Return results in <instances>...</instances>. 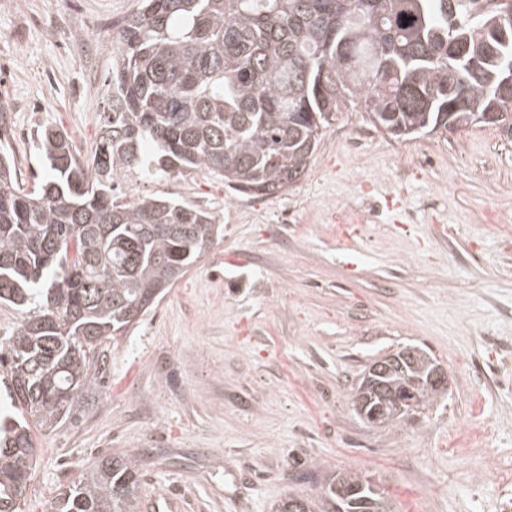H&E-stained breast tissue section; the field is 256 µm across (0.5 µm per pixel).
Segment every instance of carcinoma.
<instances>
[{
  "instance_id": "cac0c4a2",
  "label": "carcinoma",
  "mask_w": 512,
  "mask_h": 512,
  "mask_svg": "<svg viewBox=\"0 0 512 512\" xmlns=\"http://www.w3.org/2000/svg\"><path fill=\"white\" fill-rule=\"evenodd\" d=\"M481 77L450 94L470 61ZM512 11L492 0H139L112 41L107 118L91 160L41 130L48 172L26 191L0 155V302L21 318L0 338V512H23L37 448L96 388L101 343L139 320L210 247L209 212L169 198L126 201L125 170L157 179L206 169L231 189L277 196L309 169L342 103L404 139L481 125L512 139ZM502 112L511 119H485ZM442 397L419 388V414ZM358 487L343 499L335 486ZM141 464L105 456L56 512H139ZM321 512H390L352 471L321 488Z\"/></svg>"
}]
</instances>
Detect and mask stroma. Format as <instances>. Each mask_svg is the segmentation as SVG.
Returning <instances> with one entry per match:
<instances>
[{
	"label": "stroma",
	"instance_id": "obj_1",
	"mask_svg": "<svg viewBox=\"0 0 512 512\" xmlns=\"http://www.w3.org/2000/svg\"><path fill=\"white\" fill-rule=\"evenodd\" d=\"M137 0H0V111L30 186L36 134L81 156L105 119L115 24ZM223 224L203 258L96 355L92 406L35 431L25 512H50L97 459L142 460L139 512H272L351 470L393 512H497L512 479V142L488 127L397 140L362 104L324 129L309 171L252 197L210 173L140 181ZM407 346L444 398L383 427L352 389Z\"/></svg>",
	"mask_w": 512,
	"mask_h": 512
}]
</instances>
